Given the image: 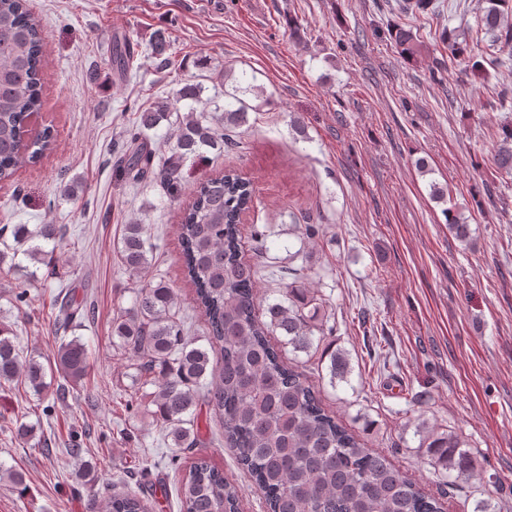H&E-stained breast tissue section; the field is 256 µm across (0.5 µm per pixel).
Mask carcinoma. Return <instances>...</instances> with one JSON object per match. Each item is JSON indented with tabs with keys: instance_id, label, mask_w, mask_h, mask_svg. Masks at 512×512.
Listing matches in <instances>:
<instances>
[{
	"instance_id": "obj_1",
	"label": "carcinoma",
	"mask_w": 512,
	"mask_h": 512,
	"mask_svg": "<svg viewBox=\"0 0 512 512\" xmlns=\"http://www.w3.org/2000/svg\"><path fill=\"white\" fill-rule=\"evenodd\" d=\"M398 14L423 18L435 14V0H398ZM400 55L416 61L425 41L398 21L386 24ZM46 35L33 17L29 0H0V181L10 179L23 163H36L53 149L50 128L34 131L31 118L43 108ZM448 60L469 59L472 69L487 74L503 63L498 52H512V10L508 0H486L475 37L444 40ZM169 40L157 31L150 43L151 58L162 66ZM134 54L124 37L112 44V68L119 77L132 69ZM204 87L187 83L175 97L138 113L129 131L130 145L117 160L118 174L139 182L160 179L172 198L185 191L191 203L181 216L178 241L184 279L193 289L196 307L205 317L207 346L183 332L180 304L174 288L146 279L151 261L145 225H124L117 243L119 262L135 283L132 304L120 311L112 326L121 349L140 377L155 384L152 403L156 422L177 450L199 445L195 412L206 404L221 421L224 445L250 476L267 512H444L438 498L402 474L384 454L365 442L323 406L318 393L284 360L285 348L309 353L321 338L322 305L311 289L289 283L284 299L261 305L259 268L242 259L241 215L253 203V184L230 170L186 186L183 168L211 148L224 152V130L248 120V106L238 100L235 110L210 117L190 111L179 116L170 155L158 166L146 131L169 120L182 101H201ZM500 144L493 161L512 174V125L500 126ZM449 233L469 246L471 225L449 219ZM12 253L0 250L3 265L16 266L18 255L47 267L59 230L39 224L31 230L15 224ZM91 316L84 301L69 296L58 305V319L75 331ZM0 324V387L18 382L40 395L50 387L47 371L55 369L67 382L82 379L90 366L89 350L79 336H62L56 351L43 363L22 355ZM330 384L347 379L348 364L340 352L330 354ZM422 442L433 450L434 464L448 477L469 481L477 477L467 442L452 433L427 432ZM183 512H239L238 489L201 454L184 472L178 488ZM102 512H148L142 487L109 489Z\"/></svg>"
}]
</instances>
